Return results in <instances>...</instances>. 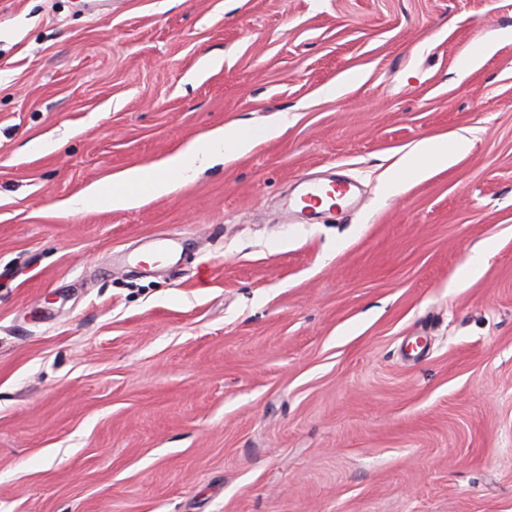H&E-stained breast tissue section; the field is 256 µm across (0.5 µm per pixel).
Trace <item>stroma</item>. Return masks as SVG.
<instances>
[{
	"instance_id": "35a3bbf8",
	"label": "stroma",
	"mask_w": 512,
	"mask_h": 512,
	"mask_svg": "<svg viewBox=\"0 0 512 512\" xmlns=\"http://www.w3.org/2000/svg\"><path fill=\"white\" fill-rule=\"evenodd\" d=\"M504 30L512 0H0V512H512ZM230 124L253 149L169 194L65 208ZM332 167L359 210L282 218ZM167 236L180 274L134 269ZM471 141L462 134L424 138L406 152L384 180L382 191L390 197L397 194L409 179L421 180L431 169L448 167L455 158L466 154ZM490 249L491 244L488 243L484 246L482 252L471 256L461 267L456 280L452 284H450L451 287L457 288L459 285L466 282L468 279L477 276L484 266L485 256L490 251Z\"/></svg>"
}]
</instances>
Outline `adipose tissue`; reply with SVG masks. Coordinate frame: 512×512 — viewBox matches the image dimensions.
I'll use <instances>...</instances> for the list:
<instances>
[{
  "instance_id": "1",
  "label": "adipose tissue",
  "mask_w": 512,
  "mask_h": 512,
  "mask_svg": "<svg viewBox=\"0 0 512 512\" xmlns=\"http://www.w3.org/2000/svg\"><path fill=\"white\" fill-rule=\"evenodd\" d=\"M470 145V139L462 134L420 140L388 173L382 186L384 195L393 196L407 180L423 179L431 169L448 166L455 158L466 154ZM252 146L253 138L249 133L234 126L218 129L190 143L160 165L129 169L108 188L89 187L72 199L70 206L76 210L131 208L141 201L138 188H146L155 197L166 195L176 181L191 178L216 153H224L230 158L249 151Z\"/></svg>"
}]
</instances>
